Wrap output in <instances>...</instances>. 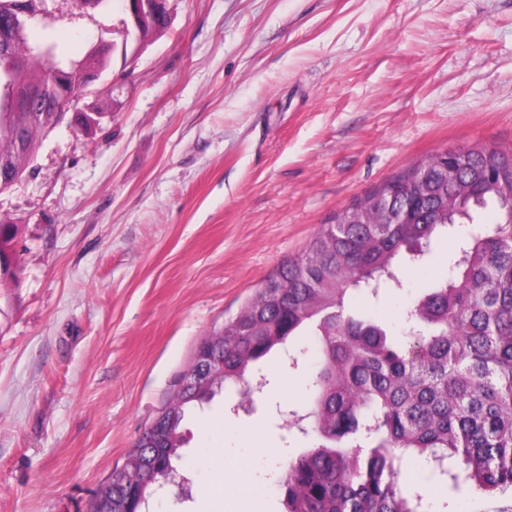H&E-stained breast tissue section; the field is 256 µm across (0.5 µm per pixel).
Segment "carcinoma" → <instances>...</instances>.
<instances>
[{"label": "carcinoma", "mask_w": 512, "mask_h": 512, "mask_svg": "<svg viewBox=\"0 0 512 512\" xmlns=\"http://www.w3.org/2000/svg\"><path fill=\"white\" fill-rule=\"evenodd\" d=\"M42 0H0V24L25 20L0 52V167L22 175L41 138L66 118L64 84L76 74L112 71L113 55L91 47L80 60L58 44L29 39ZM376 188L382 210L405 224H326L286 260L243 311L224 324L214 351L227 384L249 385L250 366L303 328H313L318 361L308 380L312 406L291 411L288 427L314 432L319 445L282 464L285 512H423V496L398 477L419 457L434 475L478 492L512 487V154L496 149L435 154ZM487 209L494 221L476 216ZM17 225L0 220V252ZM450 244L454 276L404 311V337L355 306L398 280L400 265L423 267L433 246ZM214 395L177 391L95 496L100 512H145L164 472L180 458L182 423Z\"/></svg>", "instance_id": "cac0c4a2"}]
</instances>
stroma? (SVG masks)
<instances>
[{"label":"stroma","instance_id":"stroma-1","mask_svg":"<svg viewBox=\"0 0 512 512\" xmlns=\"http://www.w3.org/2000/svg\"><path fill=\"white\" fill-rule=\"evenodd\" d=\"M65 53L122 44L117 0L79 16L47 0ZM165 30L110 96L100 129L63 123L0 194L18 284L0 286V512H87L223 329L337 211L446 148H512V0H169ZM448 277V246L404 268L371 313ZM278 357L253 393L193 410L152 512H283L277 465L315 446L286 413L308 402ZM426 512H512V490L458 494L419 461Z\"/></svg>","mask_w":512,"mask_h":512}]
</instances>
